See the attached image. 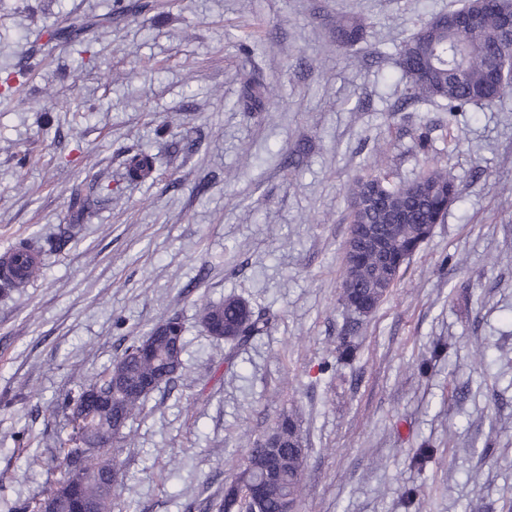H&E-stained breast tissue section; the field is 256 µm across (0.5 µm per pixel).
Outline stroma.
<instances>
[{
    "label": "stroma",
    "mask_w": 512,
    "mask_h": 512,
    "mask_svg": "<svg viewBox=\"0 0 512 512\" xmlns=\"http://www.w3.org/2000/svg\"><path fill=\"white\" fill-rule=\"evenodd\" d=\"M123 2L0 0V77L27 73L0 96V251L43 250L38 277L0 291V512L58 478L61 401L166 314L186 326L184 374L127 424L115 512H216L286 410L299 512H512V92L452 117L407 102L396 66L421 19L461 0ZM346 18L363 25L350 49ZM75 20L79 41H51ZM249 73L274 90L263 110L240 104ZM381 147L390 182L430 162L457 197L340 364L348 189ZM140 149L158 167L131 182ZM233 295L273 316L240 349L199 318ZM362 25L357 20H340L336 22V42L341 46H351L360 40Z\"/></svg>",
    "instance_id": "35a3bbf8"
}]
</instances>
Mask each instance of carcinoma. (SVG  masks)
Masks as SVG:
<instances>
[{
  "instance_id": "cac0c4a2",
  "label": "carcinoma",
  "mask_w": 512,
  "mask_h": 512,
  "mask_svg": "<svg viewBox=\"0 0 512 512\" xmlns=\"http://www.w3.org/2000/svg\"><path fill=\"white\" fill-rule=\"evenodd\" d=\"M472 5L461 10L438 13L401 47L398 66L400 80L413 100H442L448 112L455 113L471 104H492L512 91L508 72L512 70V33L504 27L502 0H480L477 21L466 16ZM362 25L354 19L336 22V42L351 46L360 40ZM267 90L248 76L243 105L252 107ZM157 157L143 151L128 154L126 175L145 179L156 167ZM416 180L395 186L377 174L357 179L351 188L349 221L374 224L387 242L390 256L404 261L422 247L421 228L438 224L456 198L453 176L430 165ZM385 271L378 255L368 250L357 261L344 264L341 302L350 326L364 311H374L384 293L372 288ZM204 326H222L224 340L237 346L248 345L268 332L273 317L252 308L244 300L229 296L218 304L205 303L200 309ZM183 323L169 316L159 321L146 336L137 339L119 356L120 376L107 368L100 376L82 383L70 403L90 398L82 418L70 421L71 432L60 442L66 449L59 463L60 477L43 487L38 498L15 507L14 512H39L46 498H62L67 512H114V499L121 483V469L112 457V446L127 441L123 429L139 415L153 389L148 383L165 375L176 378L182 369L185 349ZM301 438L297 421L281 413L270 431L253 441L239 472L225 486L218 503L226 512L239 492L251 486L263 487L262 512H279L286 500L297 503L301 497L305 449L290 446L289 438Z\"/></svg>"
}]
</instances>
